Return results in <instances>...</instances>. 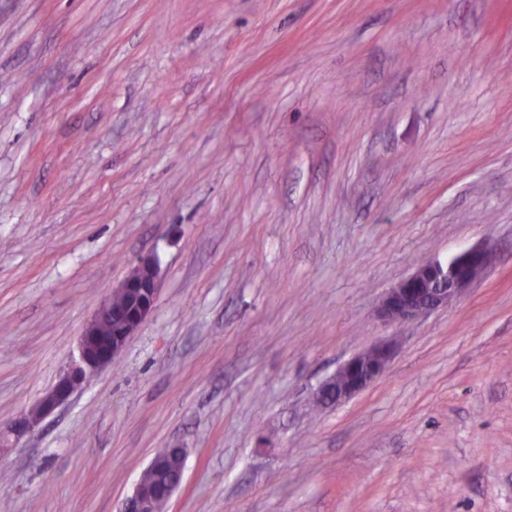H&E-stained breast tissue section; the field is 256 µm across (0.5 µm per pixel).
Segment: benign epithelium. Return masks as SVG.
Returning a JSON list of instances; mask_svg holds the SVG:
<instances>
[{"mask_svg": "<svg viewBox=\"0 0 512 512\" xmlns=\"http://www.w3.org/2000/svg\"><path fill=\"white\" fill-rule=\"evenodd\" d=\"M489 262L490 254L482 247L471 248L446 263L439 260L422 262L386 292L379 304V313L384 319L396 322H408L427 315L460 297L484 273ZM159 280L157 261L152 257L138 258L114 295L130 302L141 301L146 296L149 303L139 306L132 322L120 319L122 327L108 344L99 339L100 323L113 315L112 300L104 301L81 335L77 359L25 415L0 432L1 448L17 445L46 416L66 403L84 382L116 361L129 338L152 312ZM392 356L393 345L380 342L351 357L321 384L317 400L333 406L351 399L383 375ZM155 468L156 461L153 460L143 470L122 512H155L152 498L144 491L145 481Z\"/></svg>", "mask_w": 512, "mask_h": 512, "instance_id": "1", "label": "benign epithelium"}]
</instances>
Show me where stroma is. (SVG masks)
I'll use <instances>...</instances> for the list:
<instances>
[{
    "label": "stroma",
    "instance_id": "35a3bbf8",
    "mask_svg": "<svg viewBox=\"0 0 512 512\" xmlns=\"http://www.w3.org/2000/svg\"><path fill=\"white\" fill-rule=\"evenodd\" d=\"M146 255L153 312L0 452V512H119L160 448L168 512H512V0H0V429ZM489 262L490 254L482 247L471 248L446 263L422 262L386 292L379 313L389 321L408 322L447 306L484 273ZM393 356V345L380 342L351 357L319 387L317 400L341 404L381 377Z\"/></svg>",
    "mask_w": 512,
    "mask_h": 512
}]
</instances>
